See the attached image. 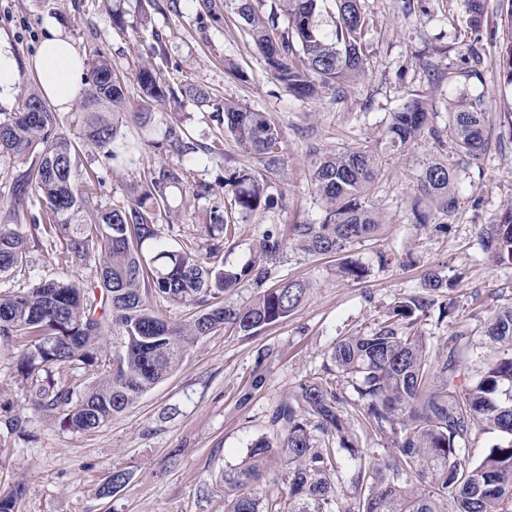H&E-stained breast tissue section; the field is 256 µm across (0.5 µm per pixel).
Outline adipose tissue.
<instances>
[{
    "mask_svg": "<svg viewBox=\"0 0 512 512\" xmlns=\"http://www.w3.org/2000/svg\"><path fill=\"white\" fill-rule=\"evenodd\" d=\"M29 66L44 96L58 108L69 109L86 77L84 58L58 27H49Z\"/></svg>",
    "mask_w": 512,
    "mask_h": 512,
    "instance_id": "obj_1",
    "label": "adipose tissue"
}]
</instances>
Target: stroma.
<instances>
[{"label": "stroma", "mask_w": 512, "mask_h": 512, "mask_svg": "<svg viewBox=\"0 0 512 512\" xmlns=\"http://www.w3.org/2000/svg\"><path fill=\"white\" fill-rule=\"evenodd\" d=\"M369 21L365 75L345 96L323 93L298 99L276 82L261 53L242 33L234 11L199 25L198 0H0V38L8 42L18 64V79L1 112H11L37 87L27 63L48 26L62 28L94 67L107 59L122 79L126 103L118 114L119 134L136 144L135 161L113 164L98 150L80 151L84 168L100 184L99 208L128 206L129 189L147 169L160 165L182 169L186 181L170 193V209L159 215L163 240L177 250L206 257L208 233L201 211L218 206L234 212L225 176L260 163L232 137L222 134L210 109L184 98L156 104L148 125L134 117L142 106L137 80L148 48L162 40L167 64L162 82L188 83L213 95L263 111L282 133L283 165L270 176L271 208L236 214L235 232L224 241L216 264L242 272L239 284L224 294L233 307L249 305L259 292L244 270L261 264L259 242L266 231L288 234L294 224L318 219L321 205L310 185V160L318 151L372 146L382 136L392 112L418 93L431 96L434 125L448 122L447 104L459 92L484 95L487 120L502 131L512 120V86L500 81L499 59L506 28L498 0H489L480 30H473L463 0H361ZM123 26H115L113 14ZM482 58L467 54L472 42ZM442 75L430 78L428 64ZM477 69L466 85L448 80L461 68ZM180 127L203 146L223 139L222 153L176 154L157 149L168 127ZM432 142L409 155L387 160L375 180L370 201L383 228L374 238L347 244L335 254L315 255L285 244L269 265L270 283L288 279L311 282L305 301L287 318L246 336L227 327L191 344L180 366L104 426L74 433L60 426L53 411L31 407L28 386L16 373L13 355L27 339L0 343V493L22 487L19 512H224V474L239 467L260 439L279 442L274 408L294 399L303 383L328 379L330 354L337 340L374 328L400 298L419 294L430 273L452 278L440 297L449 313L432 310L418 329L428 336L467 330L466 359L479 369L488 350L484 322L490 312L512 303V265L490 259L480 246L482 225L491 223L512 203V141L493 144L481 160L469 162L458 177L461 207L446 232L416 226L411 215L414 177L422 158L435 154ZM212 186L196 197L197 185ZM387 263H379V255ZM28 265L0 290L19 292L38 280L80 274L95 278L94 266H78L59 252L30 247ZM362 264L361 280L344 276V263ZM23 429H7L9 419ZM130 469L132 478L119 492L99 489L115 469Z\"/></svg>", "instance_id": "35a3bbf8"}]
</instances>
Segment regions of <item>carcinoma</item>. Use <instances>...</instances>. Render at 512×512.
Segmentation results:
<instances>
[{"label":"carcinoma","mask_w":512,"mask_h":512,"mask_svg":"<svg viewBox=\"0 0 512 512\" xmlns=\"http://www.w3.org/2000/svg\"><path fill=\"white\" fill-rule=\"evenodd\" d=\"M474 30H479L487 0H465ZM200 11L216 17L231 9L242 30L262 53L268 71L291 95L310 98L322 92L343 94L364 72L369 22L360 0H274L262 12L254 0H199ZM332 26L324 30L319 17ZM156 64L139 69L144 105L177 99L173 88L157 79ZM181 94L214 118L263 171L236 170L224 179L245 214L272 205L266 174L281 165V131L267 113L213 97L201 86ZM123 83L101 58L93 68L75 116L78 140L57 131L55 113L38 93L25 95L19 110L0 118V154L34 156L13 180V207L20 216L28 199L43 205L42 222L0 224V280H7L26 260L29 246L42 239L65 250L75 263H99V281L41 280L20 292L0 293V342L31 337L18 355V375L30 384L33 405L57 413L70 431L96 429L124 411L143 393L175 371L187 347L231 326L252 335L288 317L311 290L304 281H283L264 289L251 305H224V292L243 277L265 279L266 271L240 272L208 264L185 251L168 248L156 230L158 212L168 206L170 190L185 181L176 168H152L133 187L128 207L102 210L94 202V173L79 168L80 147L91 145L107 158L124 162L131 147L116 144L112 116L123 109ZM432 104L419 96L390 116L374 147H344L319 153L310 180L322 209L321 220L295 224L290 239L311 253L338 252L372 237L380 223L369 196L377 170L388 156H403L424 138L449 147L445 157L429 158L416 175L412 200L414 223L439 230L460 208L457 161L478 159L492 146L482 95L461 93L448 103V125H430ZM159 146L177 153L195 150L184 132L169 128ZM212 238L208 252L223 249L229 220L219 207L203 214ZM482 245L496 263L512 264V204L501 217L482 227ZM283 238L270 230L260 253L276 256ZM452 283L432 274L425 292L402 299L368 333L336 342L331 359L336 375L301 387L298 404L283 402L272 422L286 432L282 446L267 440L252 445L248 460L224 474L233 493L224 496V512H334L339 469L333 443L348 451L358 466L351 484L356 493L346 512H512V440L497 444L477 460L470 448L485 430L512 436V305L493 310L484 333L491 342L477 374L461 358L464 331H452L432 349L415 330L426 320L436 297ZM157 294L170 303L196 307L181 325L167 322L149 304ZM112 328L113 356L120 367L105 381L76 394V386L55 378L54 368L98 363L97 349ZM350 384L353 406L369 426L391 442L393 455L365 462L351 437L349 418L338 409L337 387ZM275 457L288 465V496L271 489L252 491L261 467ZM131 479L126 469L112 471L101 493L118 492Z\"/></svg>","instance_id":"1"}]
</instances>
